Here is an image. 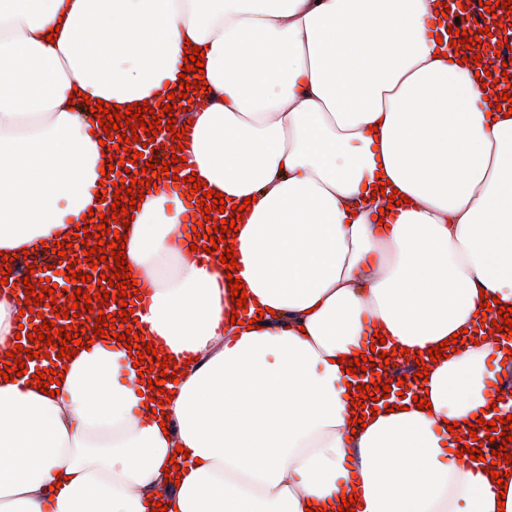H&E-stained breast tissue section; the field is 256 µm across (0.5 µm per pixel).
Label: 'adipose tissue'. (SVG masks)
Returning a JSON list of instances; mask_svg holds the SVG:
<instances>
[{
  "mask_svg": "<svg viewBox=\"0 0 512 512\" xmlns=\"http://www.w3.org/2000/svg\"><path fill=\"white\" fill-rule=\"evenodd\" d=\"M436 2L0 0V253L76 234L113 180L71 94L165 100L188 43L204 50L197 97L218 100L190 115L186 170L251 205L229 271L177 247L196 200L137 202L138 325L185 375L152 412L132 351L97 335L57 395L0 377V512H151L156 493L178 512H338L352 493L361 512H512V476L500 489L455 455L468 421L512 413L489 389L512 355L477 316L484 295L512 307V117L490 118L475 70L437 44ZM381 174L406 203L379 195ZM465 329L426 382L352 427L340 357Z\"/></svg>",
  "mask_w": 512,
  "mask_h": 512,
  "instance_id": "adipose-tissue-1",
  "label": "adipose tissue"
}]
</instances>
